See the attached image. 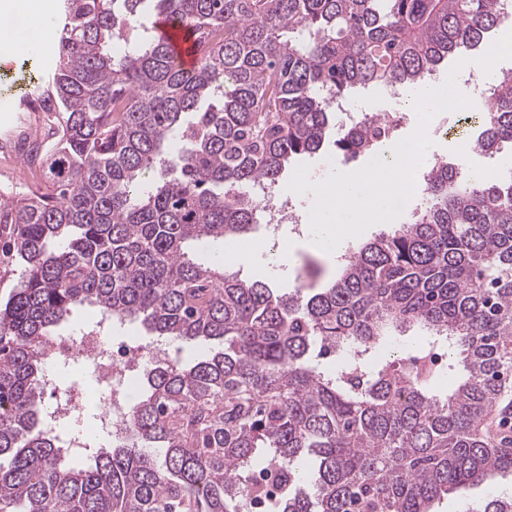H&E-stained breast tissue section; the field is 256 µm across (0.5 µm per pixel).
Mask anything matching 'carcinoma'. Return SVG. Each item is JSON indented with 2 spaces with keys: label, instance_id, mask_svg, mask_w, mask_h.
<instances>
[{
  "label": "carcinoma",
  "instance_id": "carcinoma-1",
  "mask_svg": "<svg viewBox=\"0 0 512 512\" xmlns=\"http://www.w3.org/2000/svg\"><path fill=\"white\" fill-rule=\"evenodd\" d=\"M64 2L26 155L48 189L0 194L21 265L0 305V512H246L269 469L273 512H435L512 477V176L441 162L410 223L299 296L189 253L250 233L246 188L327 142L353 161L381 134L376 113L336 125L327 93L418 86L496 31L504 0ZM168 27L196 34L193 69ZM485 93L463 121L492 156L512 145V78ZM85 304L219 347L151 367L121 436L75 462L43 424L42 379L53 329ZM411 328L426 340L402 357L390 343ZM441 338L453 356L435 368ZM467 512H512V495Z\"/></svg>",
  "mask_w": 512,
  "mask_h": 512
}]
</instances>
